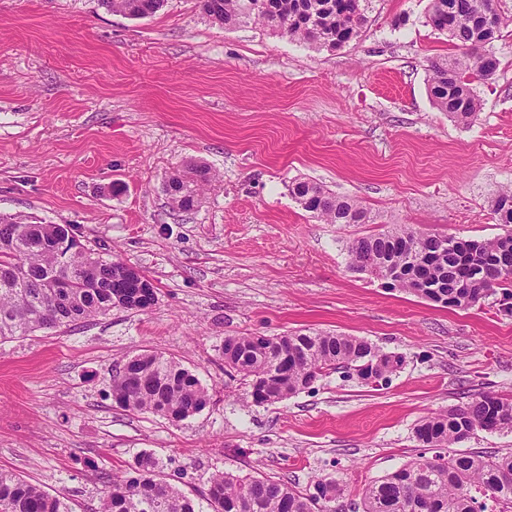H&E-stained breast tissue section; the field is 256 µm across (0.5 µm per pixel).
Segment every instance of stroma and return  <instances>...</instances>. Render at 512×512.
I'll return each instance as SVG.
<instances>
[{
    "label": "stroma",
    "mask_w": 512,
    "mask_h": 512,
    "mask_svg": "<svg viewBox=\"0 0 512 512\" xmlns=\"http://www.w3.org/2000/svg\"><path fill=\"white\" fill-rule=\"evenodd\" d=\"M475 83L480 112L454 123L427 92L430 58L454 54L430 0H372L360 36L333 51L266 26L215 25L198 0L153 16L101 0H0V214L67 224L154 283L148 312L0 343V470L96 512L108 477L154 452L188 493L220 471L299 488L327 479L342 512L415 460L416 425L493 391L512 395V316L497 297L445 308L349 269L347 244L402 224L487 239L491 198L512 184V0ZM219 180L172 209L163 183L187 163ZM305 179L359 200L372 224H325L289 195ZM310 329L400 356L378 385L345 373L272 406L224 374L229 335ZM151 350L211 395L173 425L118 408L115 366Z\"/></svg>",
    "instance_id": "35a3bbf8"
}]
</instances>
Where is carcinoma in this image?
Segmentation results:
<instances>
[{
	"instance_id": "obj_1",
	"label": "carcinoma",
	"mask_w": 512,
	"mask_h": 512,
	"mask_svg": "<svg viewBox=\"0 0 512 512\" xmlns=\"http://www.w3.org/2000/svg\"><path fill=\"white\" fill-rule=\"evenodd\" d=\"M164 0H102L109 11L140 19L154 15ZM372 0H200L202 11L226 29L261 22L282 37L333 51L360 35ZM450 28L435 30L458 49L452 58L429 60L428 91L451 120L470 124L478 103L472 84L489 79L487 56L503 16L499 0H446ZM218 176L203 163H190L170 175L164 192L172 207L189 212ZM291 196L326 224H371V211L317 183L297 181ZM501 217L512 209V187L491 200ZM70 231L65 224H28L0 216V342L38 331L89 322L114 309L144 312L149 291L128 276L125 261L106 259L93 249L64 263L42 248ZM512 229L492 239L418 233L404 225L353 240L348 267L445 307L469 310L501 294L502 311L512 314ZM224 374L247 388L255 405H273L310 387L317 378L342 370L369 385L387 378L402 363L363 338L327 331L290 332L255 342L249 336L224 337ZM112 382L117 406L132 414L160 416L179 424L210 404L200 379L157 352L125 357ZM512 431V397L483 393L421 420L415 437L427 449L450 448L479 431ZM512 504V453L469 452L418 460L368 485L362 512H484L471 488ZM343 490L319 479L299 489L259 473L218 472L208 488L191 498L161 477L158 458L142 451L121 473L112 475L97 512H338ZM0 512H72L59 494L0 471Z\"/></svg>"
}]
</instances>
